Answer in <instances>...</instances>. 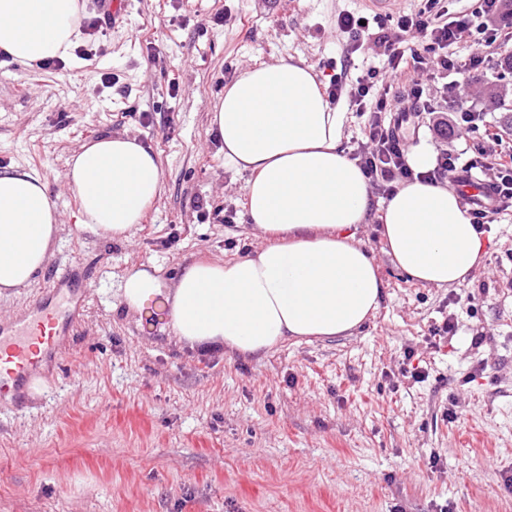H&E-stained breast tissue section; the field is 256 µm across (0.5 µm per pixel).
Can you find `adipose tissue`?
I'll return each mask as SVG.
<instances>
[{"mask_svg": "<svg viewBox=\"0 0 512 512\" xmlns=\"http://www.w3.org/2000/svg\"><path fill=\"white\" fill-rule=\"evenodd\" d=\"M80 15L78 0H0V53L23 65L67 59L82 37ZM348 118L300 61L263 63L226 85L212 124L225 166L250 174L247 214L268 243L232 262L191 263L170 289L149 270L130 269L120 305L136 310L169 295L181 342L244 356L291 338L333 340L359 330L378 310L384 283L356 239L371 193L342 148ZM67 178L83 226L111 237L140 224L162 183L151 149L128 135L84 144L70 158ZM381 219L394 263L412 281L462 285L485 254L483 234L447 186L403 181ZM57 232V211L40 178L0 171V292L32 283Z\"/></svg>", "mask_w": 512, "mask_h": 512, "instance_id": "obj_1", "label": "adipose tissue"}]
</instances>
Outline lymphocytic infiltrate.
Segmentation results:
<instances>
[{
  "mask_svg": "<svg viewBox=\"0 0 512 512\" xmlns=\"http://www.w3.org/2000/svg\"><path fill=\"white\" fill-rule=\"evenodd\" d=\"M502 0H479L477 9L459 18L448 15V0H421L417 10L395 15H373L362 24L357 13L341 11L336 25L348 43L349 52L365 44L377 49V66L347 84L345 76H331L326 89L331 102L349 95L352 108L367 115L364 138L351 157L382 195H389L413 173L407 164L408 147L420 128L421 114H428L429 128L441 140H458L482 131L485 144L478 158L462 159L460 153L442 147L436 165L426 175L436 184L459 187L480 175L487 197L472 203L470 214L479 231H488L499 216L512 210V151L502 149L499 134L481 130L479 112H447L435 108L426 96L425 80L448 72L465 73L478 81L493 60L486 46L512 48V33L502 34L495 20ZM471 37L476 49L460 57L455 48Z\"/></svg>",
  "mask_w": 512,
  "mask_h": 512,
  "instance_id": "obj_1",
  "label": "lymphocytic infiltrate"
}]
</instances>
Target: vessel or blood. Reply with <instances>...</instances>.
<instances>
[{
  "label": "vessel or blood",
  "instance_id": "obj_1",
  "mask_svg": "<svg viewBox=\"0 0 512 512\" xmlns=\"http://www.w3.org/2000/svg\"><path fill=\"white\" fill-rule=\"evenodd\" d=\"M78 279L76 269H68L9 320H0V353L7 361L0 369L1 402L24 408L35 372L59 366L62 346L87 302V291Z\"/></svg>",
  "mask_w": 512,
  "mask_h": 512
}]
</instances>
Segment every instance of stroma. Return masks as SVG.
<instances>
[{"label":"stroma","instance_id":"obj_1","mask_svg":"<svg viewBox=\"0 0 512 512\" xmlns=\"http://www.w3.org/2000/svg\"><path fill=\"white\" fill-rule=\"evenodd\" d=\"M345 9L369 12L362 0H131L126 24L85 32L63 69L0 57V170L37 174L61 222L35 281L0 294V319L69 267L89 285L60 368L35 375L27 409L0 404V512H512V214L466 283L437 288L396 268L373 194L356 238L384 296L336 340L203 353L169 316L118 303L132 267L171 286L186 264L265 245L211 114L263 62L305 61L325 83L348 54L358 76L374 58L348 53ZM505 61L429 93L455 82L449 111L485 113L512 144ZM124 133L155 154L162 189L141 224L108 238L80 229L66 175L83 144ZM450 315L455 335H437Z\"/></svg>","mask_w":512,"mask_h":512}]
</instances>
